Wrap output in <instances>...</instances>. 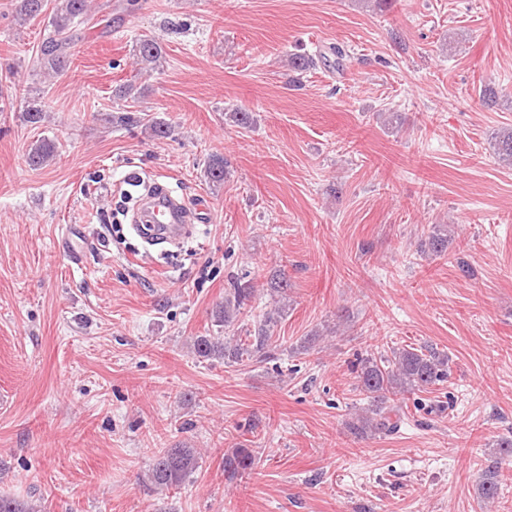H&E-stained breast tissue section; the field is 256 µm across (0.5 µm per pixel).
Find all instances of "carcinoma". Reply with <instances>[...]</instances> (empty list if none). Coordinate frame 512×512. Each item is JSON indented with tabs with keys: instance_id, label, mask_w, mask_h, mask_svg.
<instances>
[{
	"instance_id": "carcinoma-1",
	"label": "carcinoma",
	"mask_w": 512,
	"mask_h": 512,
	"mask_svg": "<svg viewBox=\"0 0 512 512\" xmlns=\"http://www.w3.org/2000/svg\"><path fill=\"white\" fill-rule=\"evenodd\" d=\"M48 0H14L15 11L28 19L44 12ZM90 0H58L54 12L49 16V36L38 56L41 71L61 74L70 62L69 49L73 44L76 25L85 21L89 13ZM137 57L146 64H154L162 58L163 47L154 38L145 37L137 44ZM344 52L338 46H328L314 56L291 55L288 64L296 71L305 72L321 65L331 71H343ZM495 154L512 163V127L501 130L495 140ZM57 152L56 143L42 140L28 154V163L38 169L52 160ZM227 175L224 158L211 160L207 178L216 184L224 182ZM451 234L445 224H434L425 240L427 250L435 255L448 251ZM254 288L248 282L241 283L224 297V305L216 310L218 322L226 325L236 320L241 310L251 301ZM283 314L278 307L266 314L251 341L245 343L223 342L220 337L199 336L194 340L195 353L203 358L219 357L226 363H239L261 356L272 338L271 328ZM448 377V357L431 347L424 349L404 348L378 358L367 356L359 360L356 368V390L367 400V406L350 423L354 433L369 437L391 434L399 430L402 422L401 408L394 405L395 397L421 392L439 384ZM512 456V438L497 444L495 458L484 472L479 485V494L484 501H495L499 484L497 475L501 460ZM253 455L246 448H236L224 457V467L235 472H244L253 465ZM197 463L194 448H163L154 455L149 474L150 482L158 488L172 489L180 486L193 472Z\"/></svg>"
}]
</instances>
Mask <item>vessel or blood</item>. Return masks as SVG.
<instances>
[{
  "label": "vessel or blood",
  "mask_w": 512,
  "mask_h": 512,
  "mask_svg": "<svg viewBox=\"0 0 512 512\" xmlns=\"http://www.w3.org/2000/svg\"><path fill=\"white\" fill-rule=\"evenodd\" d=\"M203 205L188 207L165 186H157L148 194L137 223L148 225L150 236L155 240L176 241L185 224L201 220Z\"/></svg>",
  "instance_id": "b4317fda"
}]
</instances>
